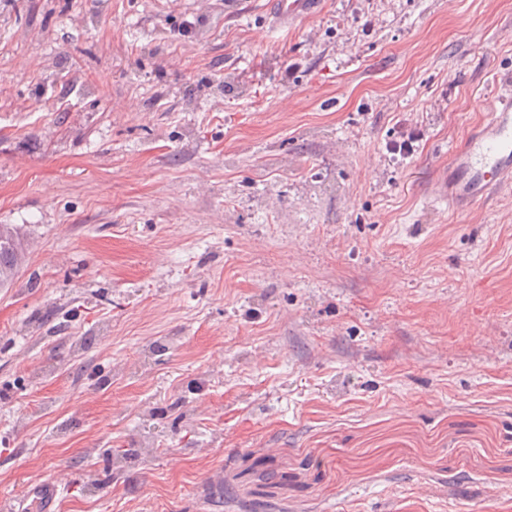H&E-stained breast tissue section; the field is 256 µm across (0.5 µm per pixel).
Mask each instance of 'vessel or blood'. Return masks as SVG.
I'll return each instance as SVG.
<instances>
[{
	"instance_id": "obj_1",
	"label": "vessel or blood",
	"mask_w": 512,
	"mask_h": 512,
	"mask_svg": "<svg viewBox=\"0 0 512 512\" xmlns=\"http://www.w3.org/2000/svg\"><path fill=\"white\" fill-rule=\"evenodd\" d=\"M322 8V0H266L265 21L278 30H288L308 20ZM512 185V96L501 95L492 106L489 122L469 136L455 151L445 176L437 178L436 193L466 209L502 187ZM37 512H54L59 489L46 482L30 491Z\"/></svg>"
}]
</instances>
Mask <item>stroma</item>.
<instances>
[{"mask_svg":"<svg viewBox=\"0 0 512 512\" xmlns=\"http://www.w3.org/2000/svg\"><path fill=\"white\" fill-rule=\"evenodd\" d=\"M264 2L0 0V499L512 512V0ZM265 21L268 26L288 31L308 20L322 8L321 0H266ZM512 185V96L501 95L489 122L452 153L448 172L437 177L436 194L460 210ZM24 232L18 224H0V286L10 284L25 262ZM60 492L57 486L52 483L46 482L34 486L29 497L34 496L35 503L38 508L37 512H55L53 509Z\"/></svg>","mask_w":512,"mask_h":512,"instance_id":"obj_1","label":"stroma"}]
</instances>
